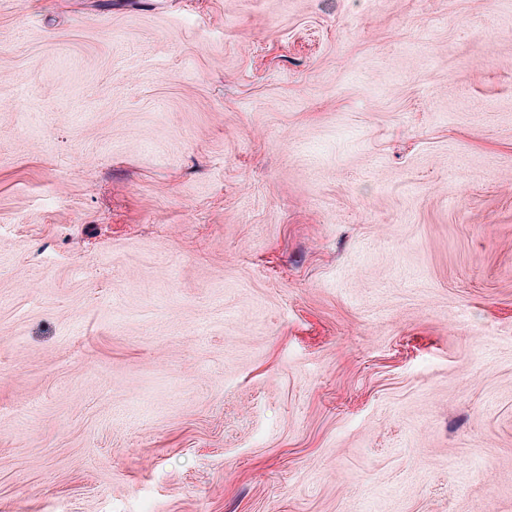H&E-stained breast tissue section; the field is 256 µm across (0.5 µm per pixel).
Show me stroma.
Here are the masks:
<instances>
[{"mask_svg": "<svg viewBox=\"0 0 512 512\" xmlns=\"http://www.w3.org/2000/svg\"><path fill=\"white\" fill-rule=\"evenodd\" d=\"M0 512H512V0H0Z\"/></svg>", "mask_w": 512, "mask_h": 512, "instance_id": "35a3bbf8", "label": "stroma"}]
</instances>
